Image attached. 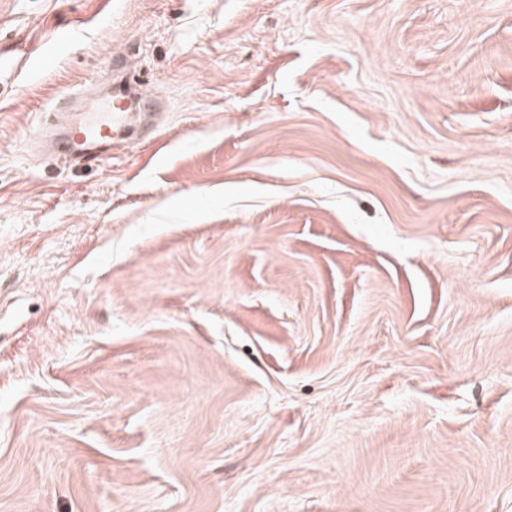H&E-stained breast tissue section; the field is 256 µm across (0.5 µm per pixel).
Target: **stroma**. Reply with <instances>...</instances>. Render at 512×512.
Instances as JSON below:
<instances>
[{
  "mask_svg": "<svg viewBox=\"0 0 512 512\" xmlns=\"http://www.w3.org/2000/svg\"><path fill=\"white\" fill-rule=\"evenodd\" d=\"M168 110L39 153L102 64ZM0 512H512V0H0Z\"/></svg>",
  "mask_w": 512,
  "mask_h": 512,
  "instance_id": "1",
  "label": "stroma"
}]
</instances>
